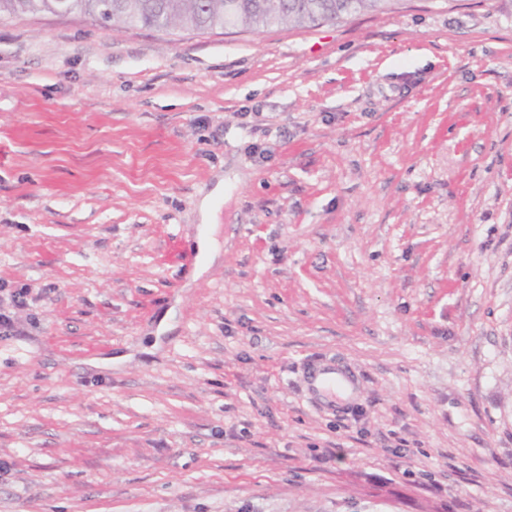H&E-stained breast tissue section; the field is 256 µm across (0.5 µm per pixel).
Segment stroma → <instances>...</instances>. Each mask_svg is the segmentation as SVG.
I'll use <instances>...</instances> for the list:
<instances>
[{
	"label": "stroma",
	"mask_w": 512,
	"mask_h": 512,
	"mask_svg": "<svg viewBox=\"0 0 512 512\" xmlns=\"http://www.w3.org/2000/svg\"><path fill=\"white\" fill-rule=\"evenodd\" d=\"M22 286L0 512H512V0L0 22ZM317 359L357 397L313 403Z\"/></svg>",
	"instance_id": "1"
}]
</instances>
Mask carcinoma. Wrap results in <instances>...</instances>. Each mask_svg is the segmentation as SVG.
<instances>
[{
	"label": "carcinoma",
	"mask_w": 512,
	"mask_h": 512,
	"mask_svg": "<svg viewBox=\"0 0 512 512\" xmlns=\"http://www.w3.org/2000/svg\"><path fill=\"white\" fill-rule=\"evenodd\" d=\"M390 0H0V21L55 13L87 17L107 29L142 25L164 30L169 23L183 30L206 33L242 25L253 30L283 23L303 25L339 19L365 9L379 11Z\"/></svg>",
	"instance_id": "1"
}]
</instances>
